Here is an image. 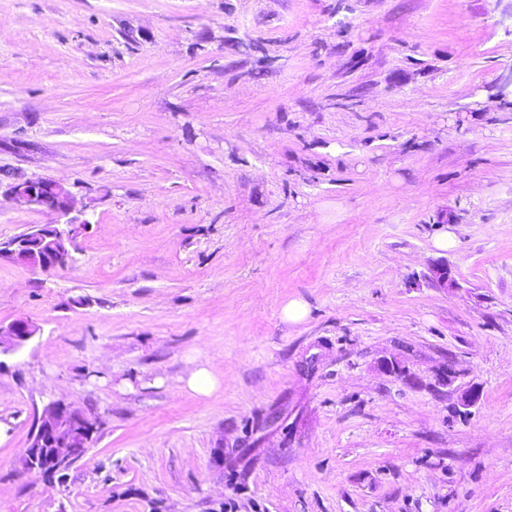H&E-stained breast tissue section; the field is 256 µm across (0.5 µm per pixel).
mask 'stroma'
Wrapping results in <instances>:
<instances>
[{
    "label": "stroma",
    "mask_w": 512,
    "mask_h": 512,
    "mask_svg": "<svg viewBox=\"0 0 512 512\" xmlns=\"http://www.w3.org/2000/svg\"><path fill=\"white\" fill-rule=\"evenodd\" d=\"M16 178L86 228L0 257V512H512V0H0V242ZM45 179H15L9 184L10 196L28 206L48 211L59 217L67 216L74 208L69 190L57 181L44 184ZM86 228L85 223L44 224L27 236L0 243V254L22 262L35 270L64 267L71 259L76 236ZM35 333L36 327L26 320H17L6 327L0 326V355L16 351ZM184 383L189 391L201 397H209L219 386L218 379L204 366L191 371ZM97 417L61 401L47 404L38 417L29 439V448L20 457L21 468L29 473H39L51 468L63 472L78 457H84L89 431L98 425ZM88 450V448H87Z\"/></svg>",
    "instance_id": "1"
}]
</instances>
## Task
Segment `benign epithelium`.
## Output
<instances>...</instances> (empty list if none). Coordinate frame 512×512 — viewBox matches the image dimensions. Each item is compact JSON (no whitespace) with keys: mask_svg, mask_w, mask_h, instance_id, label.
<instances>
[{"mask_svg":"<svg viewBox=\"0 0 512 512\" xmlns=\"http://www.w3.org/2000/svg\"><path fill=\"white\" fill-rule=\"evenodd\" d=\"M9 194L17 201L59 217L70 214L74 208L71 193L57 181L46 184L42 178L16 179L9 184ZM85 228L86 224L72 221L44 224L24 237L1 242L0 254L35 270L63 267L71 259L76 236ZM428 281L437 288L459 287L444 261L431 265ZM35 333L36 327L26 320L0 326V355L19 349ZM97 424L98 418L71 404L50 402L38 417L29 448L20 457L21 468L39 474L48 468L58 473L67 470L77 458L84 457L89 431Z\"/></svg>","mask_w":512,"mask_h":512,"instance_id":"benign-epithelium-1","label":"benign epithelium"}]
</instances>
